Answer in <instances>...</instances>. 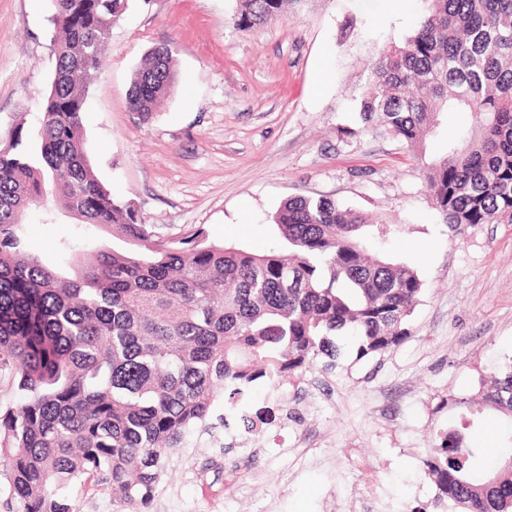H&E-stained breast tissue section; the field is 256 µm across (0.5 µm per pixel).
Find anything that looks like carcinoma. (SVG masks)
<instances>
[{"label":"carcinoma","instance_id":"obj_1","mask_svg":"<svg viewBox=\"0 0 512 512\" xmlns=\"http://www.w3.org/2000/svg\"><path fill=\"white\" fill-rule=\"evenodd\" d=\"M419 28L380 51L356 96L364 122L414 147L442 139L425 166L443 223H512V0H427ZM284 0H237L238 26L277 18ZM128 0H54L55 71L36 136L17 126L0 149V372L19 376L24 402L0 412V466L14 512H76L69 489L92 479L123 512H145L176 449L215 436L223 398L324 359L340 338L357 357L409 335L423 292L418 271L367 253L364 235L392 226L327 198L294 197L274 216L264 254L190 239L161 241L96 178L81 134L89 80ZM176 83L157 47L134 74L130 111L149 117ZM470 112L479 134L458 146L442 114ZM82 224L112 229L122 249L67 248L64 271L24 231L48 195ZM482 404L512 422V364ZM448 428L428 463L440 492L464 512H512V465Z\"/></svg>","mask_w":512,"mask_h":512}]
</instances>
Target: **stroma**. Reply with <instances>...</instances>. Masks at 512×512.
I'll return each instance as SVG.
<instances>
[{
	"mask_svg": "<svg viewBox=\"0 0 512 512\" xmlns=\"http://www.w3.org/2000/svg\"><path fill=\"white\" fill-rule=\"evenodd\" d=\"M236 0H129L89 87L82 134L95 175L162 240L264 253L288 198L324 197L401 225L385 245L413 264L423 293L408 336L289 377L284 397L253 388L248 415L287 405L288 428L246 431L177 449L149 512H455L427 474L442 431L460 426L482 384L512 364V223L454 233L427 189L437 141L417 150L363 122L353 98L366 66L402 43L424 0H292L264 26L234 24ZM51 0H0V147L36 132L55 68ZM168 47L176 84L150 118L130 112L133 75ZM43 261L63 242L119 246L111 232L30 212Z\"/></svg>",
	"mask_w": 512,
	"mask_h": 512,
	"instance_id": "obj_1",
	"label": "stroma"
}]
</instances>
